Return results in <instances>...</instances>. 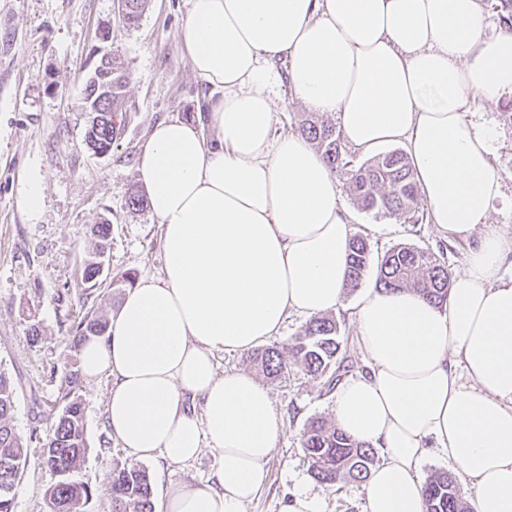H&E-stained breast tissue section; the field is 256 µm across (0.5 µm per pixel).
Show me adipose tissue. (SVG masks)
Wrapping results in <instances>:
<instances>
[{
    "mask_svg": "<svg viewBox=\"0 0 512 512\" xmlns=\"http://www.w3.org/2000/svg\"><path fill=\"white\" fill-rule=\"evenodd\" d=\"M484 19L482 0H186L206 120L156 123L136 163L162 272L128 288L80 350L87 379L108 377L107 425L134 458L215 452L206 482L167 485L165 512H244L266 480L281 430L270 391L218 373L216 354L344 305L354 226L321 154L274 135L283 86L335 115L355 150L405 142L432 224L475 241L446 307L373 287L352 306L364 370L333 412L381 457L366 512H424L433 450L471 485L475 512H512V240L486 228L502 195L497 131L467 117L473 98L512 96V33L485 36Z\"/></svg>",
    "mask_w": 512,
    "mask_h": 512,
    "instance_id": "1",
    "label": "adipose tissue"
}]
</instances>
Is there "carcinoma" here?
Segmentation results:
<instances>
[{
	"label": "carcinoma",
	"instance_id": "carcinoma-1",
	"mask_svg": "<svg viewBox=\"0 0 512 512\" xmlns=\"http://www.w3.org/2000/svg\"><path fill=\"white\" fill-rule=\"evenodd\" d=\"M148 0H124L127 21L136 25ZM501 27L512 33V0H497ZM126 76L117 60H112V97L104 105L106 113L99 138L111 145L116 138L119 112L124 97ZM315 113L301 125L300 132L317 145L330 170L348 176L353 201L363 210L377 215L409 221L420 212L422 203L412 168L406 154L391 150L354 167L346 160L340 133ZM111 234V225L98 224L92 254L85 260L82 284L94 288L102 284L101 257ZM369 266V249L365 239L353 236L348 252L345 292L359 288ZM452 272L448 265L429 250L411 244H398L389 249L377 265L375 285L386 291L410 287L423 295L433 306L448 303ZM107 321L86 312L76 324V335H101ZM284 356L278 347H266L248 356L250 365L268 378L288 375V361L298 365L315 379L323 380L327 393L336 389L350 371L341 353L339 324L336 318L322 315L309 319ZM79 376L72 373L61 386L59 401L62 410L48 437L42 462L60 480L49 490L43 512H79L92 497L91 486L71 479L80 468L86 450L84 408L75 395ZM14 387L10 378L0 372V512H13V489L21 479L28 462V447L13 425ZM302 447L310 460L312 477L327 488L349 479L359 484L368 480L377 456L374 448L354 440L337 425L314 420L305 429ZM112 512H155L149 475L140 465L131 463L112 472ZM425 512H473L463 500L454 477L436 473L423 486Z\"/></svg>",
	"mask_w": 512,
	"mask_h": 512
}]
</instances>
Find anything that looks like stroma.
Masks as SVG:
<instances>
[{"mask_svg": "<svg viewBox=\"0 0 512 512\" xmlns=\"http://www.w3.org/2000/svg\"><path fill=\"white\" fill-rule=\"evenodd\" d=\"M185 0H150L137 26L123 24L115 0H0V371L13 381V424L30 438L33 453L13 491V512H41L47 490L58 480L38 450L61 406V382L80 367L74 326L84 312L112 317L121 288L83 289L82 263L93 248L90 229L112 226L104 274L160 275L161 226L150 209L129 207L142 191L136 159L160 120L196 121L206 94L179 37ZM123 63L128 83L122 125L111 151L97 156L87 147L89 121L82 110L85 84L103 53ZM503 103L476 102L470 118L496 127L493 166L503 197L489 222L512 237V125ZM39 181L43 205L30 216L22 204L31 181ZM355 232L366 239L372 262L406 243L443 255L452 272L464 267L466 239H444L429 220H377L354 204L346 175L336 177ZM38 329L32 341L30 329ZM109 379H80L87 449L77 473L92 488L84 512H112L113 469L134 458L111 436L105 419ZM283 428L266 464V481L246 512H281L289 492L304 488L322 501L323 512H365L362 485L351 481L326 488L309 472L302 435L315 419L333 421L332 395L320 380L291 366L270 381ZM215 454L203 448L196 460L170 464L145 460L153 491L171 482L199 484L213 470Z\"/></svg>", "mask_w": 512, "mask_h": 512, "instance_id": "stroma-1", "label": "stroma"}]
</instances>
